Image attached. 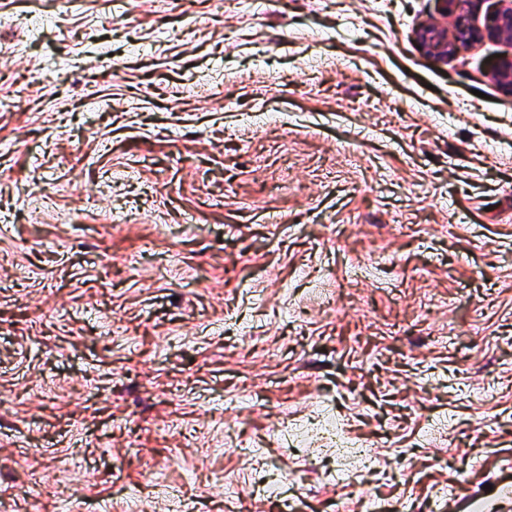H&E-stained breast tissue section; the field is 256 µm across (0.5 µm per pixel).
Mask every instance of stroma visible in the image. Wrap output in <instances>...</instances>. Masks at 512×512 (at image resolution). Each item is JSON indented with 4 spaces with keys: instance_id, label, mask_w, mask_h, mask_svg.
Here are the masks:
<instances>
[{
    "instance_id": "1",
    "label": "stroma",
    "mask_w": 512,
    "mask_h": 512,
    "mask_svg": "<svg viewBox=\"0 0 512 512\" xmlns=\"http://www.w3.org/2000/svg\"><path fill=\"white\" fill-rule=\"evenodd\" d=\"M496 7L0 0V512H512ZM499 7L488 14L487 24L483 28L470 26L460 28L452 41H448L447 34L430 33L434 28L426 26L421 29L419 40L424 49L436 54L438 57L447 58L460 45H470L483 40L485 37L504 38L508 43L512 40V2Z\"/></svg>"
}]
</instances>
